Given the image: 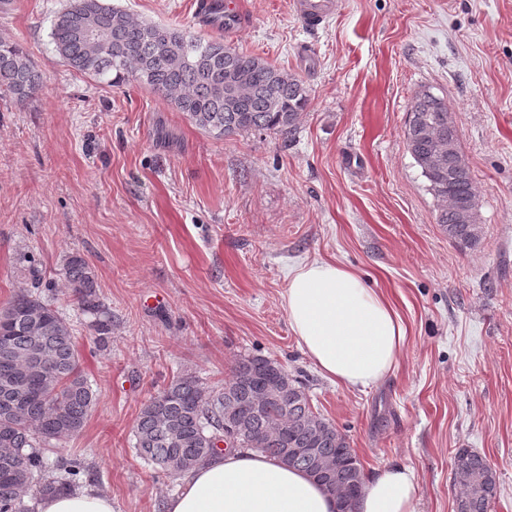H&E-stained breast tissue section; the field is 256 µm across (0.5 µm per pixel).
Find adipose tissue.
<instances>
[{
    "mask_svg": "<svg viewBox=\"0 0 512 512\" xmlns=\"http://www.w3.org/2000/svg\"><path fill=\"white\" fill-rule=\"evenodd\" d=\"M292 333L320 371L349 389L385 380L406 331L386 298L352 268L314 260L296 268L282 295ZM415 470L394 461L365 474L355 512H417ZM166 512H338L337 499L313 477L261 452H217L185 473ZM38 512H114L92 488L40 500Z\"/></svg>",
    "mask_w": 512,
    "mask_h": 512,
    "instance_id": "obj_1",
    "label": "adipose tissue"
}]
</instances>
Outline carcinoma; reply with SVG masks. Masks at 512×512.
Wrapping results in <instances>:
<instances>
[{"label": "carcinoma", "mask_w": 512, "mask_h": 512, "mask_svg": "<svg viewBox=\"0 0 512 512\" xmlns=\"http://www.w3.org/2000/svg\"><path fill=\"white\" fill-rule=\"evenodd\" d=\"M89 26L103 38H88ZM55 51L70 69L118 84L133 77L163 95L195 126L217 137L238 133H290L308 106L300 78L266 60L237 52L219 37H202L176 26L131 19L106 0H69L53 23ZM251 90L238 112L224 109V69ZM41 74L18 42L0 37V98L17 104L31 99ZM448 119L444 98L416 94L404 136L409 152L422 156L428 144L418 137L425 121ZM438 202L437 224L448 240L475 246L481 236L455 223L448 198L461 203L475 195L470 172L438 182L425 166ZM64 287L82 311L93 317L99 341L112 333V316L100 302L95 275L79 253L64 266ZM281 374L288 395L264 396L260 381ZM31 382L35 389L15 413L5 410L6 387ZM96 393L83 373L71 325L48 300L30 292L0 308V512H32L23 492L35 487L47 495L76 488L87 474L82 458L49 462L53 448L83 430ZM239 434L237 447L251 448L303 470L335 490L339 512H353L362 486V467L347 435L314 410L301 383L276 361L261 355L238 358L220 386H203L192 374L172 378L144 404L134 425V449L154 469L179 476L216 449L224 432ZM290 448H315L313 457H291ZM337 466L329 476L318 468ZM453 483L459 488L456 512H489L498 476L486 457L467 448L456 451Z\"/></svg>", "instance_id": "1"}]
</instances>
